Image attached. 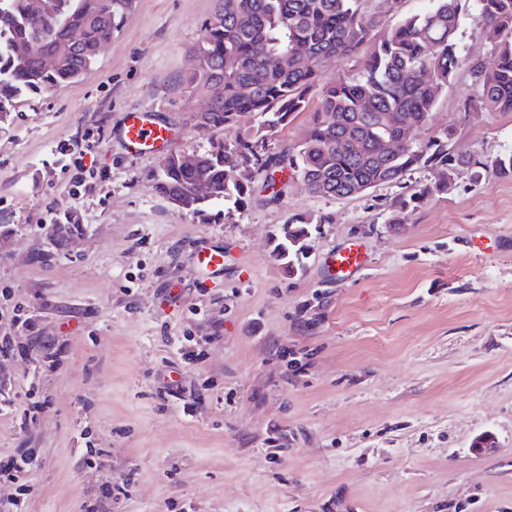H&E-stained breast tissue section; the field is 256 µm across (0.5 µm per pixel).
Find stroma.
I'll return each mask as SVG.
<instances>
[{"instance_id":"stroma-1","label":"stroma","mask_w":512,"mask_h":512,"mask_svg":"<svg viewBox=\"0 0 512 512\" xmlns=\"http://www.w3.org/2000/svg\"><path fill=\"white\" fill-rule=\"evenodd\" d=\"M216 10L135 0L77 83L0 121V458L32 459L29 496L0 477V512H512V178L460 171L397 227L400 187L320 198L295 177L198 223L156 193L164 155L129 158L117 131L139 107L170 152L207 146L186 78ZM477 93L459 69L418 142L512 152V112L463 110ZM64 141L90 148L81 176ZM295 214L318 224L293 277L274 249ZM352 243L369 268L336 278Z\"/></svg>"}]
</instances>
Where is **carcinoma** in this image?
<instances>
[{
	"label": "carcinoma",
	"instance_id": "1",
	"mask_svg": "<svg viewBox=\"0 0 512 512\" xmlns=\"http://www.w3.org/2000/svg\"><path fill=\"white\" fill-rule=\"evenodd\" d=\"M0 0V119L5 120L29 94L51 93L75 83L97 59L101 44L119 32L134 0ZM215 18L203 25L192 47L193 87L219 88L197 112L195 127L209 136L208 147L193 150V163L181 153L165 158L155 190L177 210L201 224L232 219L256 200L277 202L288 183L275 187L274 174L290 171L317 197L349 198L381 185L402 184L412 167L441 172L432 187L398 194L385 223L404 224L423 200L448 194L459 170L479 184L492 171L512 176V153L490 161L448 151V132L397 157L384 151L400 127L383 121L428 123L441 93L456 70L469 64L481 87V102L497 112H512V0H476V20L493 32L490 62H466L458 31L466 0H431L420 14L407 17L378 37L377 20L365 13L364 0H218ZM371 50L354 73L322 80L319 64ZM54 54L48 69L39 55ZM317 96V109L303 141L276 152L270 141ZM259 115L256 126H238V117ZM264 175L261 188L255 175ZM203 183L207 193L195 186ZM313 218L292 215L282 227L277 257L288 274L301 269Z\"/></svg>",
	"mask_w": 512,
	"mask_h": 512
}]
</instances>
